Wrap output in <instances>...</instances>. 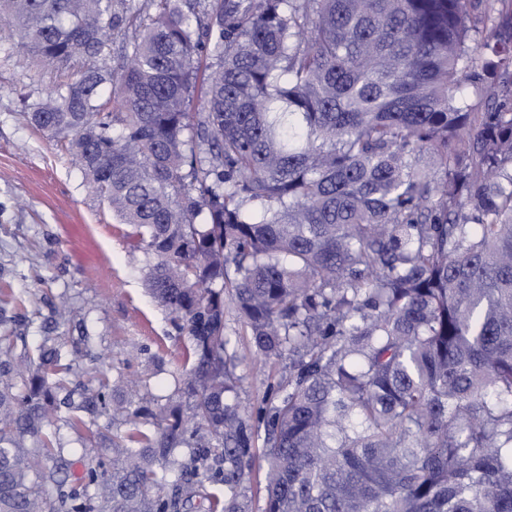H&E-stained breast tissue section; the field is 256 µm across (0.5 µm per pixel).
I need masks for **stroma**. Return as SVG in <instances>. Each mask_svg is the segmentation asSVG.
I'll return each instance as SVG.
<instances>
[{
    "label": "stroma",
    "mask_w": 512,
    "mask_h": 512,
    "mask_svg": "<svg viewBox=\"0 0 512 512\" xmlns=\"http://www.w3.org/2000/svg\"><path fill=\"white\" fill-rule=\"evenodd\" d=\"M59 77L36 71L20 53L0 55V289L23 294L16 328L26 338L15 354L36 355L56 336L108 355V376L141 378L146 394L174 395L188 370L185 334L146 288L147 258L132 246L127 225L88 190L67 140L36 129L27 102L46 97ZM69 301L59 323L54 310ZM245 411L262 405L271 367L258 356L234 309L224 315Z\"/></svg>",
    "instance_id": "obj_1"
}]
</instances>
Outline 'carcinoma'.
<instances>
[{"mask_svg": "<svg viewBox=\"0 0 512 512\" xmlns=\"http://www.w3.org/2000/svg\"><path fill=\"white\" fill-rule=\"evenodd\" d=\"M151 2L0 0V51L63 75L30 119L150 258L188 404L0 361V512H250L260 438L265 512H512V0ZM229 305L288 357L256 426ZM63 408L112 449L81 492Z\"/></svg>", "mask_w": 512, "mask_h": 512, "instance_id": "cac0c4a2", "label": "carcinoma"}]
</instances>
